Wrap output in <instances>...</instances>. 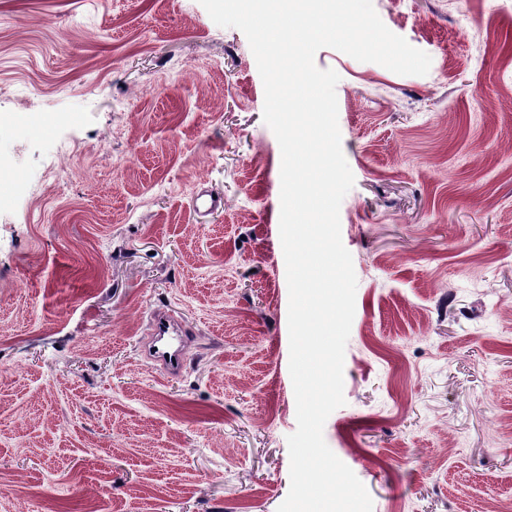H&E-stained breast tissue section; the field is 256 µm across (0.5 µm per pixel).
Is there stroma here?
<instances>
[{
	"mask_svg": "<svg viewBox=\"0 0 512 512\" xmlns=\"http://www.w3.org/2000/svg\"><path fill=\"white\" fill-rule=\"evenodd\" d=\"M330 47L357 277L332 452L373 512H512V0H372ZM199 0H0V512H277L297 427L281 151ZM217 213L192 205L198 189ZM194 331L169 377L149 316Z\"/></svg>",
	"mask_w": 512,
	"mask_h": 512,
	"instance_id": "35a3bbf8",
	"label": "stroma"
}]
</instances>
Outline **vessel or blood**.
Segmentation results:
<instances>
[{
	"label": "vessel or blood",
	"mask_w": 512,
	"mask_h": 512,
	"mask_svg": "<svg viewBox=\"0 0 512 512\" xmlns=\"http://www.w3.org/2000/svg\"><path fill=\"white\" fill-rule=\"evenodd\" d=\"M189 334L184 318L175 309L152 313L147 324L144 358L160 365L168 375H180L187 363Z\"/></svg>",
	"instance_id": "obj_1"
}]
</instances>
